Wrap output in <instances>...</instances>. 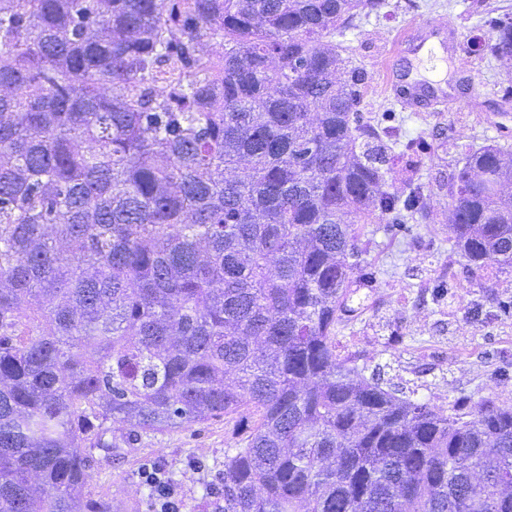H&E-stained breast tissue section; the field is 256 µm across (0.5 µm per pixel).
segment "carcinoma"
<instances>
[{"mask_svg":"<svg viewBox=\"0 0 512 512\" xmlns=\"http://www.w3.org/2000/svg\"><path fill=\"white\" fill-rule=\"evenodd\" d=\"M379 7L0 0V512H112L82 496L106 422L245 407L224 512H512V407L402 398L336 355L358 225L427 217L336 49ZM493 30L512 59V15ZM506 185L495 146L448 181L479 276L512 274Z\"/></svg>","mask_w":512,"mask_h":512,"instance_id":"carcinoma-1","label":"carcinoma"}]
</instances>
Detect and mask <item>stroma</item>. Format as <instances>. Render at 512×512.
Listing matches in <instances>:
<instances>
[{"instance_id":"1","label":"stroma","mask_w":512,"mask_h":512,"mask_svg":"<svg viewBox=\"0 0 512 512\" xmlns=\"http://www.w3.org/2000/svg\"><path fill=\"white\" fill-rule=\"evenodd\" d=\"M512 0H386L358 16L336 42L366 76L359 113L393 131V154L421 145L420 165H395L394 189L418 186L428 218H403L359 227L358 246L368 284L361 308L336 324V352L358 366L384 368L399 396L447 406L490 398L512 406V276L496 287L480 278L453 248L446 183L465 155L488 145L512 152V60L486 48L492 21ZM450 27L459 48L449 53L446 78L467 73L470 83L443 112L402 109L389 87L400 64L398 37L410 27ZM255 418L221 416L180 428L143 432L113 423L112 453L92 450L91 498L120 500L121 512H153L143 465L160 464L181 493L182 512H220L224 452L245 438Z\"/></svg>"}]
</instances>
